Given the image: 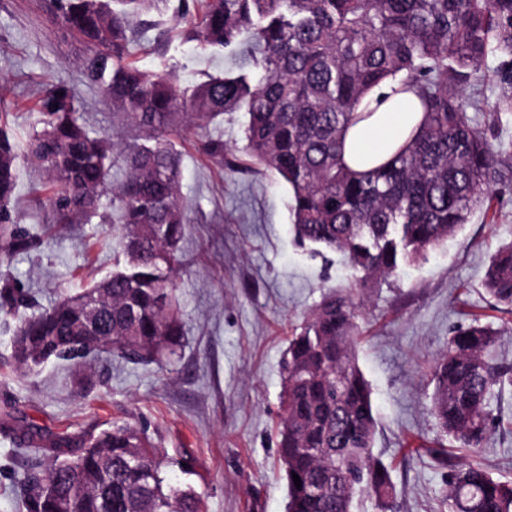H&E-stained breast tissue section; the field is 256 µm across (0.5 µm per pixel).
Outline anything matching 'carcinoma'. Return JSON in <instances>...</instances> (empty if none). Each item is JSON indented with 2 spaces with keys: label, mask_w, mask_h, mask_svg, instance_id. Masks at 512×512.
<instances>
[{
  "label": "carcinoma",
  "mask_w": 512,
  "mask_h": 512,
  "mask_svg": "<svg viewBox=\"0 0 512 512\" xmlns=\"http://www.w3.org/2000/svg\"><path fill=\"white\" fill-rule=\"evenodd\" d=\"M158 2L54 0L57 20L87 44V78L145 135L120 149L126 176L112 188V287L99 283L19 319L16 364L77 358L109 334L123 358L175 354L176 246L187 218L174 139L242 112L248 154L290 187L295 235L344 255L354 272L324 295L283 361L277 455L286 512H353L362 497L386 509L396 489L373 453L377 421L358 363L360 291L426 259L484 205L493 183L512 175L504 162L512 150L467 113L483 111L479 71L488 56L506 60L500 81L512 86V0H200L184 34L204 52L246 45L249 67L191 86L132 59L135 24ZM388 82L420 101L423 118L386 164L358 172L344 159L347 130L360 120L363 98ZM510 113L511 95L486 112V123ZM39 123L29 153L56 191L55 222L75 224L99 209L116 144L90 135L61 86ZM15 160V143L0 128V224L12 223L16 208ZM484 287L512 311V243L491 256ZM105 294L112 331L89 329V299ZM496 342L475 321L448 338L431 368V414L470 456L455 463L447 449L434 450L448 461V512H512V482L474 459L499 427L491 400L512 387V365L494 357ZM17 445L51 459L23 478L26 512H204L191 488L165 484L156 444L126 423L98 433L26 432Z\"/></svg>",
  "instance_id": "carcinoma-1"
}]
</instances>
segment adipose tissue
Here are the masks:
<instances>
[{
	"mask_svg": "<svg viewBox=\"0 0 512 512\" xmlns=\"http://www.w3.org/2000/svg\"><path fill=\"white\" fill-rule=\"evenodd\" d=\"M421 117V107L414 95H390L370 118L349 129L346 163L358 171L383 163L406 144Z\"/></svg>",
	"mask_w": 512,
	"mask_h": 512,
	"instance_id": "ef3b65f1",
	"label": "adipose tissue"
}]
</instances>
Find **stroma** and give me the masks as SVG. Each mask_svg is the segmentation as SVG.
Listing matches in <instances>:
<instances>
[{
  "instance_id": "35a3bbf8",
  "label": "stroma",
  "mask_w": 512,
  "mask_h": 512,
  "mask_svg": "<svg viewBox=\"0 0 512 512\" xmlns=\"http://www.w3.org/2000/svg\"><path fill=\"white\" fill-rule=\"evenodd\" d=\"M192 3L169 0L163 13L149 14L137 34L140 68L173 66L191 83L238 62L237 48L204 54L186 40L177 19ZM86 53L55 22L51 0H0V78L8 86L0 127L18 144L16 221L0 224V247L16 233L38 242L24 253L0 254V289L26 297L29 316L113 269L118 233L110 206L78 224L54 223L53 191L25 148L47 108L46 89L57 85L72 93L91 135L138 141V131L84 75ZM243 123L234 113L207 128L206 137L224 143L220 163L194 133L175 142L189 218L178 250L183 336L175 356L146 364L104 350L21 369L12 357L17 321L0 312V512H21L19 479L48 464L41 452L17 446L16 433H77L115 422L146 429L161 455L189 456L193 475L168 467L163 474L190 483L207 512H285L275 429L283 355L289 336L349 270L339 254H315L295 239L287 185L244 166ZM510 242L506 179L427 261L364 291L358 359L378 422L374 453L390 465L397 488L393 512H448V466L432 451L451 441L429 411V367L455 328L475 318L497 333L499 356L512 364V313L497 309L483 286L491 255ZM480 458L494 478L512 481V431H495Z\"/></svg>"
}]
</instances>
